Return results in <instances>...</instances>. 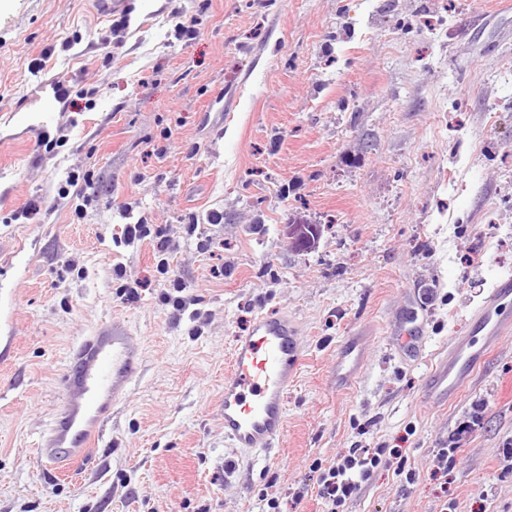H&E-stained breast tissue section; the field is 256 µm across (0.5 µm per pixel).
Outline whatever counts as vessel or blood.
<instances>
[{"label":"vessel or blood","instance_id":"b4317fda","mask_svg":"<svg viewBox=\"0 0 512 512\" xmlns=\"http://www.w3.org/2000/svg\"><path fill=\"white\" fill-rule=\"evenodd\" d=\"M61 102L56 83L34 100L37 112H55ZM512 334V274L498 277L464 336L454 338L428 378L436 402L455 398L470 381L488 348ZM396 341L404 357L423 345L421 326H399ZM298 329L287 317L257 313L246 335L237 337L224 376V438L231 447L267 450L285 426L284 394L303 359ZM143 346L122 319L97 326L73 348L63 376L65 406L39 443L40 457L55 468L84 459L106 436L113 407L129 400L142 367ZM361 365L356 344L346 342L336 359V375L350 380Z\"/></svg>","mask_w":512,"mask_h":512}]
</instances>
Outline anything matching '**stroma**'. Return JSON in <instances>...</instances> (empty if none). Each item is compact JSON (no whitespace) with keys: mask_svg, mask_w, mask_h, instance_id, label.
Masks as SVG:
<instances>
[{"mask_svg":"<svg viewBox=\"0 0 512 512\" xmlns=\"http://www.w3.org/2000/svg\"><path fill=\"white\" fill-rule=\"evenodd\" d=\"M139 2L133 31L95 0H0V512H328L314 466L351 448L398 449L415 480L380 465L344 512H512V335L456 399L426 393L512 273V0ZM48 78L64 109L20 111ZM260 309L304 360L279 446L245 452L224 375ZM115 316L142 374L104 444L52 470L68 354ZM413 323L405 321L400 324L395 336L401 354L406 358H415L423 345V329L420 325L407 328L406 324ZM361 365V352L353 342H346L336 359V376L349 381L358 371Z\"/></svg>","mask_w":512,"mask_h":512,"instance_id":"1","label":"stroma"}]
</instances>
